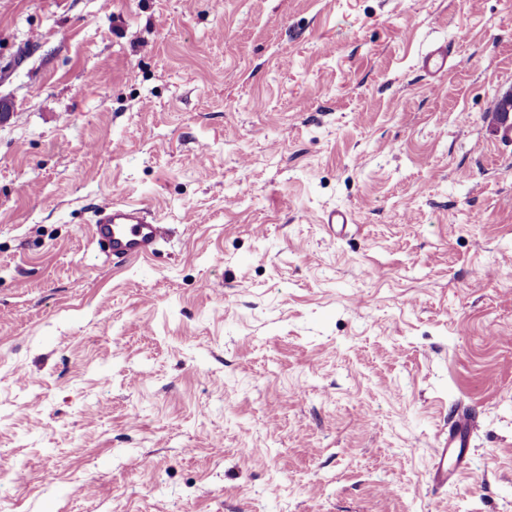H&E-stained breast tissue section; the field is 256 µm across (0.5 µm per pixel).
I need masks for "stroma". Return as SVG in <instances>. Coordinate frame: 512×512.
Instances as JSON below:
<instances>
[{"label": "stroma", "mask_w": 512, "mask_h": 512, "mask_svg": "<svg viewBox=\"0 0 512 512\" xmlns=\"http://www.w3.org/2000/svg\"><path fill=\"white\" fill-rule=\"evenodd\" d=\"M511 90L512 0H0L15 512H512ZM452 56L448 43L433 44L421 57V65L425 72L434 79H440L448 74L452 66ZM92 235L112 259L154 254L168 239V226L135 204L107 203L95 215ZM477 427L475 417L467 406L458 405L448 423V436L436 448L438 462L432 473L433 486L454 483L469 468L467 455L470 437Z\"/></svg>", "instance_id": "35a3bbf8"}]
</instances>
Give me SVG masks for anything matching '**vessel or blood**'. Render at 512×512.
Instances as JSON below:
<instances>
[{"mask_svg": "<svg viewBox=\"0 0 512 512\" xmlns=\"http://www.w3.org/2000/svg\"><path fill=\"white\" fill-rule=\"evenodd\" d=\"M452 62L448 46L444 43L430 46L421 57L423 69L434 79L446 76ZM92 235L108 257L129 260L155 253L167 241L168 227L159 223L143 207L108 203L96 213ZM476 427L477 421L468 407L460 405L453 410L448 434L436 450L438 462L431 477L433 485H448L467 471V451Z\"/></svg>", "mask_w": 512, "mask_h": 512, "instance_id": "obj_1", "label": "vessel or blood"}]
</instances>
